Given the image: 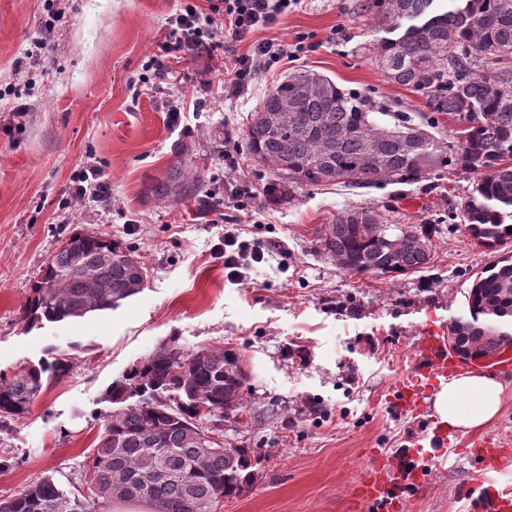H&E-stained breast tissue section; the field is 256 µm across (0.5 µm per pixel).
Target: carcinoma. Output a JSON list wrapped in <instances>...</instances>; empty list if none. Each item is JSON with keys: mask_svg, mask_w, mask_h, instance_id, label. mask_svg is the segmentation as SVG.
I'll list each match as a JSON object with an SVG mask.
<instances>
[{"mask_svg": "<svg viewBox=\"0 0 512 512\" xmlns=\"http://www.w3.org/2000/svg\"><path fill=\"white\" fill-rule=\"evenodd\" d=\"M368 0L366 8L387 36L374 61L395 83L422 93L433 112H446L459 128L456 148L431 137L408 146L411 121L395 116L394 136L368 152L378 123L373 101L308 70L268 89L247 131L248 152L269 169V203L286 201L285 184L378 187L435 175L445 163L482 174L462 197L459 216L478 244L493 249L512 240V0ZM449 156H444V153ZM176 161L147 186L150 195L176 205L198 199L205 185L195 146L174 145ZM403 230L385 224L371 207L339 211L321 232V252L351 274L397 277L429 267L432 252L401 243ZM124 248L102 233L74 230L51 252L32 288L25 317L60 322L112 310L140 293ZM469 318H458L459 346L492 349L512 320V258L474 279ZM70 371L65 357L25 364L0 376V421L18 420L41 394L44 382ZM248 371L241 354L222 346L192 351L165 344L112 385L119 408L103 424L85 475L88 500L44 476L0 499V512H96L102 503L143 504L150 512H204L240 496L256 479L258 459L248 448L204 445L224 428V418L246 408Z\"/></svg>", "mask_w": 512, "mask_h": 512, "instance_id": "1", "label": "carcinoma"}]
</instances>
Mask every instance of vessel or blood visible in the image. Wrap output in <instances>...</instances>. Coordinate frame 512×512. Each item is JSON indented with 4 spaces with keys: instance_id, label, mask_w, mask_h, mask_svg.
I'll return each mask as SVG.
<instances>
[{
    "instance_id": "obj_1",
    "label": "vessel or blood",
    "mask_w": 512,
    "mask_h": 512,
    "mask_svg": "<svg viewBox=\"0 0 512 512\" xmlns=\"http://www.w3.org/2000/svg\"><path fill=\"white\" fill-rule=\"evenodd\" d=\"M472 360L463 358L448 345L444 336L418 337L415 360L410 372L401 380L395 399L402 412H417L424 408L441 382L471 370ZM474 453L487 463L512 459V448L501 439L483 437L475 439ZM425 480L422 466H408L400 460L377 458L358 476L353 497L357 505L370 512H408L407 500L401 495L400 486H419ZM468 488L474 496L470 500L472 512H512V488L489 484L484 470L470 475Z\"/></svg>"
}]
</instances>
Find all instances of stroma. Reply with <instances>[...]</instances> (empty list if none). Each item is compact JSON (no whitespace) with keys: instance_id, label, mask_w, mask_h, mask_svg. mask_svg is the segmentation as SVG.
I'll list each match as a JSON object with an SVG mask.
<instances>
[{"instance_id":"35a3bbf8","label":"stroma","mask_w":512,"mask_h":512,"mask_svg":"<svg viewBox=\"0 0 512 512\" xmlns=\"http://www.w3.org/2000/svg\"><path fill=\"white\" fill-rule=\"evenodd\" d=\"M364 3L300 0L272 28L245 36L237 53L265 39L304 48L228 98L224 71L205 56L178 64L181 80H147L180 0H0V373L58 356L71 363L25 417L0 426V498L44 475L91 496L84 466L113 410L106 391L166 343L233 348L247 364L248 403L224 439L252 449L259 470L216 512H350L352 483L372 454L404 448L425 451L426 482L404 492L411 512H459L458 489L482 467L490 481L512 485V462L488 467L464 452L487 435L512 445V371L483 363L506 385L503 410L480 428L452 430L439 452L432 410L402 414L392 404L416 339L467 316L476 273L512 256V241L490 250L464 230L457 205L478 174L454 168L381 188L295 184L292 203L272 206L271 175L248 154L246 131L266 90L298 69L369 93L453 143L456 123L376 66L381 33ZM17 104L29 108L22 125ZM184 138L207 157L208 196L181 205L147 196ZM93 167L108 195L76 199L78 179ZM244 185L252 196L240 204L232 192ZM351 206L373 207L400 227L436 225L430 267L395 278L339 269L317 239ZM234 227L242 240L274 246L239 284L226 279L217 252ZM76 229L136 251L147 286L113 310L29 324L22 308L43 262Z\"/></svg>"}]
</instances>
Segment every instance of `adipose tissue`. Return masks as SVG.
<instances>
[{"mask_svg":"<svg viewBox=\"0 0 512 512\" xmlns=\"http://www.w3.org/2000/svg\"><path fill=\"white\" fill-rule=\"evenodd\" d=\"M504 384L494 375L468 372L442 384L433 397L441 422L471 430L494 420L504 405Z\"/></svg>","mask_w":512,"mask_h":512,"instance_id":"ef3b65f1","label":"adipose tissue"}]
</instances>
